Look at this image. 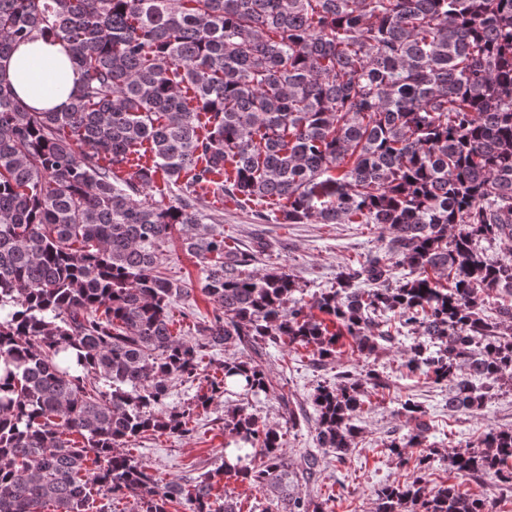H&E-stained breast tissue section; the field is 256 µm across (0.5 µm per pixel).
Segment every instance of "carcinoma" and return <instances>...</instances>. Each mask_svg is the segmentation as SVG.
I'll return each mask as SVG.
<instances>
[{"mask_svg": "<svg viewBox=\"0 0 512 512\" xmlns=\"http://www.w3.org/2000/svg\"><path fill=\"white\" fill-rule=\"evenodd\" d=\"M66 43L80 82L65 112L23 104L0 78V512H327L299 485L324 463L288 465L284 434L245 400L273 384L264 357L348 336L366 357L411 335L406 368L475 413L512 382V0H0V59L39 36ZM129 170L127 177L118 173ZM174 188L156 198L157 178ZM282 224H366L385 252L342 266L310 303L283 267L248 271L204 212L207 195ZM269 210L262 209V206ZM454 233H449V230ZM200 265L211 315L174 333L195 288L159 262L174 235ZM407 272L400 274L398 267ZM229 347L239 355L214 363ZM311 395L318 447L344 461L359 417L390 388L376 368ZM174 380L197 386L168 405ZM224 463L164 482L126 448L185 436L224 398ZM288 428L307 421L281 394ZM383 443L402 481L376 512H493L460 483L428 486L432 429ZM448 470L512 488V427L448 454ZM226 490H229L233 493V496L237 498L239 501H241L244 505V512H248L249 506H256L260 504H264L263 506L267 505V502L265 500V497L262 492L257 491L256 489L250 488L248 485H243L240 483H231L228 485ZM262 509V506L257 507V509L253 508L251 510H255L253 512H262L260 511Z\"/></svg>", "mask_w": 512, "mask_h": 512, "instance_id": "obj_1", "label": "carcinoma"}]
</instances>
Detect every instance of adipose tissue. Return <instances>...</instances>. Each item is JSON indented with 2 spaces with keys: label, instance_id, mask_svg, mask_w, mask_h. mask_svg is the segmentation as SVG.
I'll use <instances>...</instances> for the list:
<instances>
[{
  "label": "adipose tissue",
  "instance_id": "obj_1",
  "mask_svg": "<svg viewBox=\"0 0 512 512\" xmlns=\"http://www.w3.org/2000/svg\"><path fill=\"white\" fill-rule=\"evenodd\" d=\"M0 74L20 100L38 111L66 110L80 81L66 45L50 36L18 45L0 60Z\"/></svg>",
  "mask_w": 512,
  "mask_h": 512
}]
</instances>
